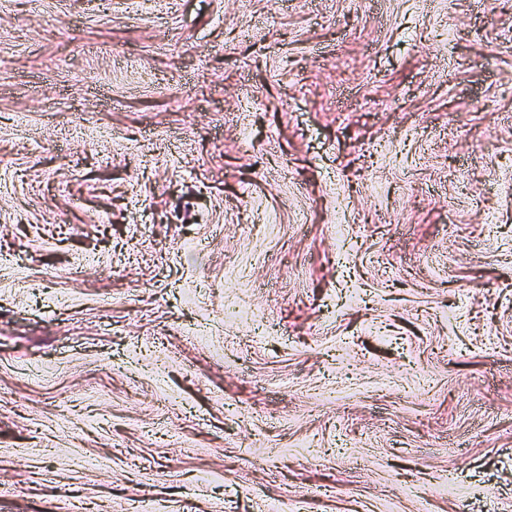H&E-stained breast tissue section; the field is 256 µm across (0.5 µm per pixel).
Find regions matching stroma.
I'll return each instance as SVG.
<instances>
[{"mask_svg":"<svg viewBox=\"0 0 512 512\" xmlns=\"http://www.w3.org/2000/svg\"><path fill=\"white\" fill-rule=\"evenodd\" d=\"M487 495L512 0H0V512Z\"/></svg>","mask_w":512,"mask_h":512,"instance_id":"stroma-1","label":"stroma"}]
</instances>
